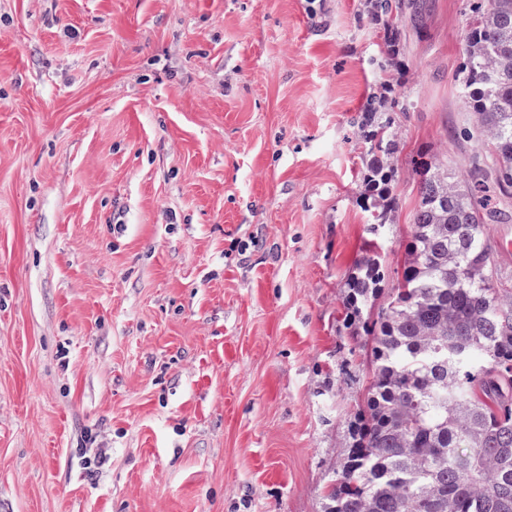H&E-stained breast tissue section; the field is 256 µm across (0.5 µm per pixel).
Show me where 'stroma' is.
Segmentation results:
<instances>
[{"label":"stroma","instance_id":"stroma-1","mask_svg":"<svg viewBox=\"0 0 512 512\" xmlns=\"http://www.w3.org/2000/svg\"><path fill=\"white\" fill-rule=\"evenodd\" d=\"M402 23L401 277L423 146L467 175V0ZM363 0H0V512H322L362 386ZM103 456L95 475L85 458Z\"/></svg>","mask_w":512,"mask_h":512}]
</instances>
